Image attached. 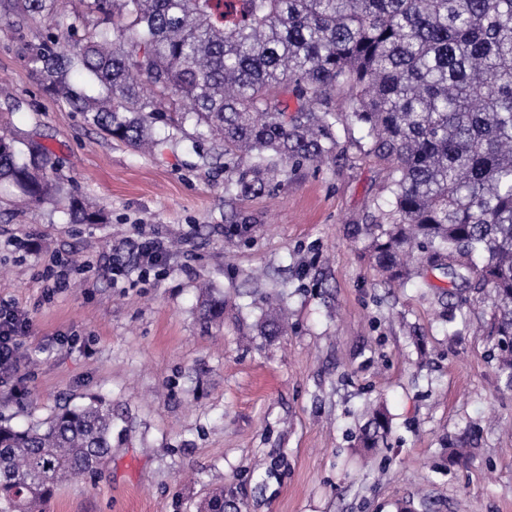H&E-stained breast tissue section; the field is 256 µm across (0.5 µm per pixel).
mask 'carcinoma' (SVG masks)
Listing matches in <instances>:
<instances>
[{
    "label": "carcinoma",
    "mask_w": 512,
    "mask_h": 512,
    "mask_svg": "<svg viewBox=\"0 0 512 512\" xmlns=\"http://www.w3.org/2000/svg\"><path fill=\"white\" fill-rule=\"evenodd\" d=\"M58 4L0 0V21L56 17V32L22 47L43 90L141 150L156 145L161 114L183 106L242 196L279 167L334 160L339 132L359 131L387 164L388 196L373 200L385 223L354 224L353 237L390 281L418 274L407 258L420 251L450 282L489 288L497 371L512 391V0H85L73 15ZM52 169L43 144L0 134V183L28 202L56 190ZM67 215L101 221L77 200ZM200 314L222 317L224 300L205 292ZM388 427L374 410L360 445L379 447ZM110 454L104 398L44 429L0 423V512H43Z\"/></svg>",
    "instance_id": "cac0c4a2"
}]
</instances>
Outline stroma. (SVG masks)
Returning a JSON list of instances; mask_svg holds the SVG:
<instances>
[{"label": "stroma", "instance_id": "35a3bbf8", "mask_svg": "<svg viewBox=\"0 0 512 512\" xmlns=\"http://www.w3.org/2000/svg\"><path fill=\"white\" fill-rule=\"evenodd\" d=\"M50 25L0 21V133L42 141L105 220L70 223L55 197L29 211L0 184V298L33 320L0 421L39 427L101 395L113 426L111 456L45 512H200L219 489L241 512H512V392L487 292L424 260L390 284L349 230L380 222L383 163L343 135L336 162L240 196L192 123L162 117L142 152L44 93L21 46ZM142 229L168 241L164 266L142 275L130 255L113 281V246ZM56 255L69 284L51 293ZM205 286L224 299L207 324ZM271 303L287 317L277 336L262 332ZM379 402L390 427L367 452L357 436ZM466 431L469 460L449 463Z\"/></svg>", "mask_w": 512, "mask_h": 512}]
</instances>
